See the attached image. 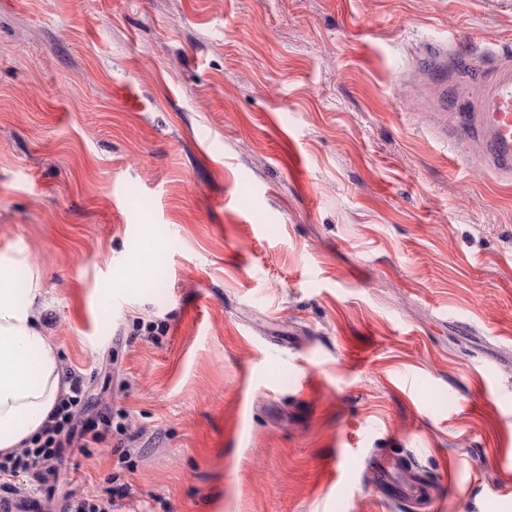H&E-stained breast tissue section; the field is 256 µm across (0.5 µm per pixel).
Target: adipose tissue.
<instances>
[{"mask_svg": "<svg viewBox=\"0 0 512 512\" xmlns=\"http://www.w3.org/2000/svg\"><path fill=\"white\" fill-rule=\"evenodd\" d=\"M38 277L25 297L12 286V268L0 267V455L23 446L40 430L60 394L57 348L37 323Z\"/></svg>", "mask_w": 512, "mask_h": 512, "instance_id": "ef3b65f1", "label": "adipose tissue"}]
</instances>
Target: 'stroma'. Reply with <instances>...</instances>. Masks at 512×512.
Here are the masks:
<instances>
[{
  "instance_id": "35a3bbf8",
  "label": "stroma",
  "mask_w": 512,
  "mask_h": 512,
  "mask_svg": "<svg viewBox=\"0 0 512 512\" xmlns=\"http://www.w3.org/2000/svg\"><path fill=\"white\" fill-rule=\"evenodd\" d=\"M473 57L512 58V0H0V259L139 433L67 479L512 512V188L434 120Z\"/></svg>"
}]
</instances>
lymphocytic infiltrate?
<instances>
[{"label": "lymphocytic infiltrate", "instance_id": "f902f5d3", "mask_svg": "<svg viewBox=\"0 0 512 512\" xmlns=\"http://www.w3.org/2000/svg\"><path fill=\"white\" fill-rule=\"evenodd\" d=\"M68 390L56 404L33 443L0 457V492L19 499L21 506L40 512L41 497L57 481L60 468L74 449L106 446L112 432V415L87 412V390L83 377L68 373ZM31 475L29 489L12 484L18 473Z\"/></svg>", "mask_w": 512, "mask_h": 512}]
</instances>
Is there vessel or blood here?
<instances>
[{"mask_svg":"<svg viewBox=\"0 0 512 512\" xmlns=\"http://www.w3.org/2000/svg\"><path fill=\"white\" fill-rule=\"evenodd\" d=\"M451 138L512 185V71L489 81L468 112L454 115Z\"/></svg>","mask_w":512,"mask_h":512,"instance_id":"obj_1","label":"vessel or blood"}]
</instances>
